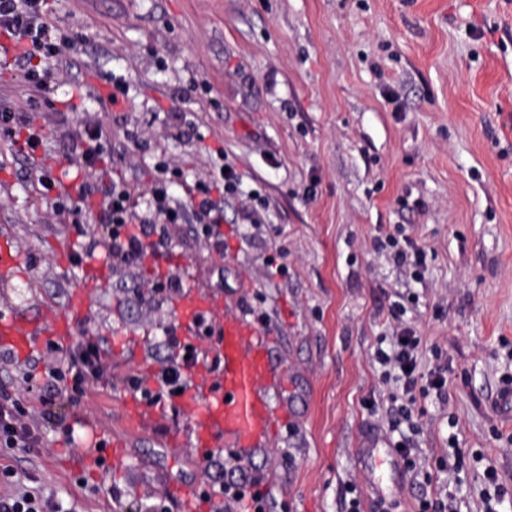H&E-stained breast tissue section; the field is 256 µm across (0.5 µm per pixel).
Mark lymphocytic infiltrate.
Listing matches in <instances>:
<instances>
[{
  "label": "lymphocytic infiltrate",
  "mask_w": 512,
  "mask_h": 512,
  "mask_svg": "<svg viewBox=\"0 0 512 512\" xmlns=\"http://www.w3.org/2000/svg\"><path fill=\"white\" fill-rule=\"evenodd\" d=\"M56 0H0V70L12 73L16 98L0 97V144L22 157L24 179L46 214L72 222L76 239L69 264L81 267L96 256L112 270V286L124 299L145 311L161 298L179 294L182 279L166 273L144 278L147 262L170 256L177 225L193 222L194 236L209 251L223 255L221 227L226 206L239 203L249 223L260 224L264 202L259 190L243 188V175L223 149L214 155L213 170L183 183V197L173 191L180 170L165 153L154 154L150 177L136 187L112 175V139L87 112L82 84L73 74L67 50L75 39L56 16ZM377 252L407 267L414 280L426 271V252L403 227L378 235ZM417 296L393 300L394 322L378 336L373 359L383 381L401 391L391 404L390 429L400 435L392 447L405 469L416 467L418 399L448 401V369H424L421 338L407 313ZM208 327L197 324L190 337L166 326L148 356L156 368L150 375H127L123 384L147 406L178 414L183 392L192 387L193 370H217L209 357ZM112 381V348L97 336H83L63 346L49 340L25 358L0 351V512H78L44 488L38 458L52 454L57 439L73 442L75 428L58 408L78 405L89 383ZM213 477L197 497L208 512H273L268 489L249 476L243 456L206 452Z\"/></svg>",
  "instance_id": "lymphocytic-infiltrate-1"
}]
</instances>
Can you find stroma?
<instances>
[{"mask_svg": "<svg viewBox=\"0 0 512 512\" xmlns=\"http://www.w3.org/2000/svg\"><path fill=\"white\" fill-rule=\"evenodd\" d=\"M60 9L81 34L79 72L130 87L129 123L90 106L117 151L140 159L162 150L192 175L211 169L207 148L220 141L267 197L256 227L237 206L225 209L223 256L189 224L174 245L186 287H219L225 312L270 323L281 375L273 398L288 417L249 467L274 512H344L354 489L361 512H374L356 450L365 431L389 435L395 387L372 354L394 292L419 296L412 320L424 366L448 367L447 404H421L417 469L399 512L435 494L425 476L447 457L452 432L470 453L462 472L442 474L459 484L458 512H481L485 463L512 487V419L495 406L512 375V0H62ZM194 82L210 94L191 91ZM131 126L138 140L127 138ZM25 167L0 155V240L21 259L66 257L75 234L46 223ZM397 224L427 251L422 280L373 248ZM279 250L288 273L273 276L267 259ZM81 279L63 265L36 282L19 271L0 280V308L33 320L65 313ZM87 307V329L111 343L119 377L142 372L145 347L177 320L171 305L147 316L108 289ZM133 335L143 346L129 355ZM126 396L117 384L92 385L78 406L60 407L79 419L76 435L94 427L127 450L112 474L118 501L89 493L99 472L68 467L81 447L43 459L47 484L81 512H148L174 477L207 479L201 454L167 443L187 431L188 412L159 430L133 428Z\"/></svg>", "mask_w": 512, "mask_h": 512, "instance_id": "obj_1", "label": "stroma"}]
</instances>
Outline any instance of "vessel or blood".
Here are the masks:
<instances>
[{"instance_id":"1","label":"vessel or blood","mask_w":512,"mask_h":512,"mask_svg":"<svg viewBox=\"0 0 512 512\" xmlns=\"http://www.w3.org/2000/svg\"><path fill=\"white\" fill-rule=\"evenodd\" d=\"M177 306L193 307L206 317L210 328L209 352L221 361L218 372L201 369L195 373L199 406L190 415V445L208 449L228 446L240 453L262 447L274 429L275 410L267 390L277 376L267 332L244 316L223 312V298L218 294L200 302L190 293L179 298ZM73 335L74 323L66 317L0 320V350L23 356L45 339L67 344ZM125 409L129 424L137 428L160 416L158 410L148 408L134 397L127 400ZM358 460L372 476V493L379 498L394 497L405 481L394 451L373 440L359 449Z\"/></svg>"}]
</instances>
